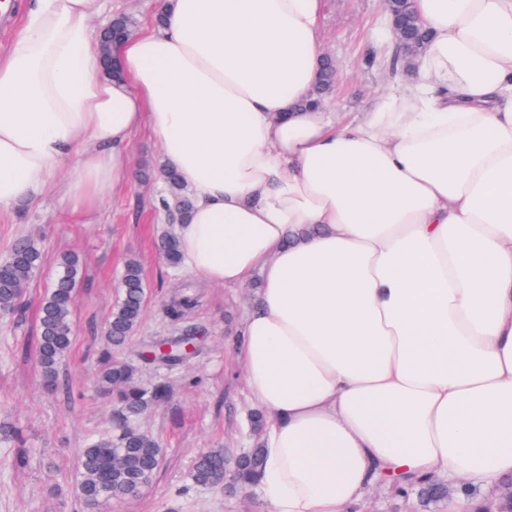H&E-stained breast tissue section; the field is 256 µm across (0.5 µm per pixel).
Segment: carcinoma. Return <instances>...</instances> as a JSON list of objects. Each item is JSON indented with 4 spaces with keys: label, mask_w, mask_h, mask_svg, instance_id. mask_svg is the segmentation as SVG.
Masks as SVG:
<instances>
[{
    "label": "carcinoma",
    "mask_w": 512,
    "mask_h": 512,
    "mask_svg": "<svg viewBox=\"0 0 512 512\" xmlns=\"http://www.w3.org/2000/svg\"><path fill=\"white\" fill-rule=\"evenodd\" d=\"M168 193L178 202L182 216H188L191 199L184 193L177 174L162 170ZM158 248L172 266L181 263L175 235H164ZM41 268V251L27 237L17 238L6 255L0 258V311L12 315L26 293L29 281ZM79 274V259L69 255L62 259L48 294L39 307L37 336L38 360L48 382L55 383L56 375L65 362L73 343L71 321L73 298ZM145 283L140 265L133 259L126 262L120 281V300L112 310L105 336L116 349L124 346L141 324L144 314ZM197 295L183 292L175 299L169 313L176 319L197 306ZM197 328L190 326L183 333L165 341L166 353L159 355L163 364L174 367L184 362L187 340H195ZM99 388L115 395L120 404L115 433L91 441L78 462L75 490L86 504L98 508L113 500L133 498L147 487L161 458L157 440L141 430L136 419L152 404L166 398L165 386L142 387L136 378L135 367L123 360H112L98 375ZM232 463L237 484L243 488L256 485L255 476L263 465L260 448L229 460L222 448H210L199 454L192 478L201 486L216 484L224 477V468Z\"/></svg>",
    "instance_id": "1"
}]
</instances>
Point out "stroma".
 <instances>
[{
    "label": "stroma",
    "instance_id": "obj_1",
    "mask_svg": "<svg viewBox=\"0 0 512 512\" xmlns=\"http://www.w3.org/2000/svg\"><path fill=\"white\" fill-rule=\"evenodd\" d=\"M156 0H94L92 23L128 16L134 28L148 24ZM323 49L337 65L336 83L325 100L338 118L351 120L369 109L397 82L379 64L390 32L383 0H327L322 18ZM162 154L149 129L133 136L131 177L107 188L98 207L73 223L69 203L54 196L37 204L0 207V257L21 236L42 252L39 274L28 284L16 316L0 321V421L13 423L19 443L0 441V512H87L72 486L81 452L91 436L113 432L111 398L95 380L108 361L104 329L119 297V279L128 259H136L146 284L144 317L117 356L138 368L142 383H166L170 397L140 419L162 450L150 485L134 498L112 502L104 512H265L259 488L239 493L200 486L190 478L198 454L225 449L234 457L256 442L247 419L242 371L232 339L254 301L253 286L209 285L187 268L169 266L155 241L170 226L159 201L167 187L159 175ZM68 254L80 259L72 308L74 347L60 368L56 387L43 379L30 343L39 305ZM199 296L186 323L199 327L197 352L183 366L167 369L142 360L160 338L178 325L165 312L184 288ZM27 450V463L11 465L14 446ZM446 499L427 500L418 490L393 486L368 495L360 512H449Z\"/></svg>",
    "mask_w": 512,
    "mask_h": 512
}]
</instances>
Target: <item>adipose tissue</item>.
Listing matches in <instances>:
<instances>
[{"mask_svg":"<svg viewBox=\"0 0 512 512\" xmlns=\"http://www.w3.org/2000/svg\"><path fill=\"white\" fill-rule=\"evenodd\" d=\"M325 4L158 0L113 80L92 0H34L0 57V204L96 207L146 126L193 191L185 265L257 282L267 512L512 476V0H414L415 75L346 123L307 103Z\"/></svg>","mask_w":512,"mask_h":512,"instance_id":"1","label":"adipose tissue"}]
</instances>
